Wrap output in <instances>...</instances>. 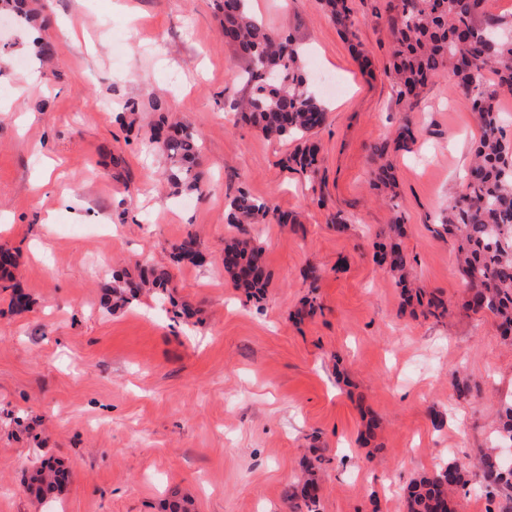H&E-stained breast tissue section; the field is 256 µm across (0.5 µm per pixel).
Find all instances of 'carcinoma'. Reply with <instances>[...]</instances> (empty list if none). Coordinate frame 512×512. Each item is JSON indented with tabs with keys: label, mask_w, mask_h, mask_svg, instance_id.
I'll list each match as a JSON object with an SVG mask.
<instances>
[{
	"label": "carcinoma",
	"mask_w": 512,
	"mask_h": 512,
	"mask_svg": "<svg viewBox=\"0 0 512 512\" xmlns=\"http://www.w3.org/2000/svg\"><path fill=\"white\" fill-rule=\"evenodd\" d=\"M223 17V33L238 59L245 63L242 87L233 99L232 109L264 136L298 142L290 157L301 169L317 170L318 149L308 143L307 135L321 127L326 118L323 105L305 90L307 78L301 51L290 37L268 28L252 14L249 0H215ZM485 0H398L391 7L389 28L393 38L392 63L387 71L398 101L412 109L422 89L443 69L449 72L477 121L481 135L474 159L459 195L448 204L446 230L456 244L457 259L471 297L468 306L475 312L487 310L498 320L500 335L512 340V140L502 126L500 95L512 93V36L501 30L502 18L485 11ZM324 9L336 20L341 36L348 42L358 39L351 17L349 0H322ZM31 22L33 14L26 0H0V15ZM494 80L488 79V74ZM154 140L164 156L169 178L178 188L197 194L204 191L202 173L195 170L199 140L189 127L170 132L165 123L154 127ZM415 141L410 126L398 128L392 143L396 149H409ZM396 185L393 168L378 166L374 186L391 190ZM276 215L269 203L239 192L230 202V224H253ZM392 241L387 255L399 283L408 288L407 258L397 239L401 225L390 227ZM200 241L189 231L173 247V259L197 263ZM264 261L262 248L248 239H236L224 245V270L236 287L256 297L267 287L269 275L263 270L254 277H243L239 270ZM171 275L166 270L143 275L132 285L125 274L112 273V281L103 283L112 300L104 303L123 305L139 293L163 295L168 292ZM416 299L420 314L439 318L448 312V304L432 295L408 294ZM497 437L512 444V405L497 410ZM476 468L487 486L497 491L512 490V468L502 465L497 455L486 453ZM472 473L466 463H452L447 468L421 477L410 487L407 512H454L453 496L465 487ZM67 478L60 467L44 466L38 470L26 490L36 487V496H52ZM306 512H319V487L315 478L305 480L300 494Z\"/></svg>",
	"instance_id": "carcinoma-1"
}]
</instances>
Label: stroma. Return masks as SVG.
Segmentation results:
<instances>
[{
	"label": "stroma",
	"instance_id": "35a3bbf8",
	"mask_svg": "<svg viewBox=\"0 0 512 512\" xmlns=\"http://www.w3.org/2000/svg\"><path fill=\"white\" fill-rule=\"evenodd\" d=\"M388 5L350 0L363 66L321 0H251L296 39L326 109L313 177L286 167L295 141L236 119L242 63L213 0H29L46 28L0 24V249L18 262L16 290L0 289V512H163L175 491L194 512H293L286 491L319 455L320 512H407L412 480L489 447L492 408L512 402V342L466 308L440 224L480 129L446 72L414 111L397 102ZM38 36L55 48L44 64ZM163 115L197 133L207 194H174L163 176ZM404 124L416 140L389 154L391 199L371 186L375 151ZM241 190L291 223H227ZM398 217L444 317L412 316L380 261ZM190 229L205 261L174 263ZM234 237L264 251L262 299L224 271ZM101 265L167 269L173 299L102 313ZM45 460L70 477L41 501L24 487ZM506 505L478 475L455 498L456 512Z\"/></svg>",
	"mask_w": 512,
	"mask_h": 512
}]
</instances>
